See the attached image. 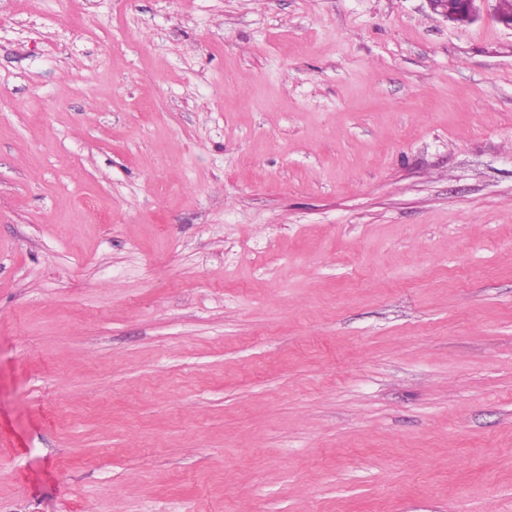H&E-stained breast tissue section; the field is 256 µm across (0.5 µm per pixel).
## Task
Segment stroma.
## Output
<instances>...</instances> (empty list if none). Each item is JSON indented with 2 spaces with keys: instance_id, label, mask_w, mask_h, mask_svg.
I'll return each instance as SVG.
<instances>
[{
  "instance_id": "1",
  "label": "stroma",
  "mask_w": 512,
  "mask_h": 512,
  "mask_svg": "<svg viewBox=\"0 0 512 512\" xmlns=\"http://www.w3.org/2000/svg\"><path fill=\"white\" fill-rule=\"evenodd\" d=\"M497 3L0 0V512H512ZM484 0H459L462 5L460 11L453 12L448 9V0H428L432 11L450 23H471L479 17L480 4Z\"/></svg>"
}]
</instances>
